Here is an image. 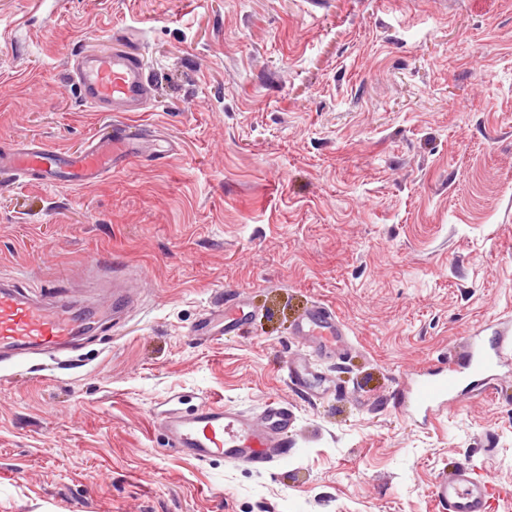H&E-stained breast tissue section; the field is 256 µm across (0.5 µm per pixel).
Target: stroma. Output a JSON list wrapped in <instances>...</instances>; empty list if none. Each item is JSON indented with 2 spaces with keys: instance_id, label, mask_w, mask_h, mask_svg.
Here are the masks:
<instances>
[{
  "instance_id": "35a3bbf8",
  "label": "stroma",
  "mask_w": 512,
  "mask_h": 512,
  "mask_svg": "<svg viewBox=\"0 0 512 512\" xmlns=\"http://www.w3.org/2000/svg\"><path fill=\"white\" fill-rule=\"evenodd\" d=\"M118 44L153 87L126 121L177 150L81 188L0 175V274L81 305L137 283L119 335L0 363V512H435L463 464L512 512V363L429 424L390 408L512 327V0H0V144L108 132L67 66ZM233 295L243 330L195 335ZM317 302L351 336L318 355L295 333ZM207 399L287 404L293 455L166 447L158 415Z\"/></svg>"
}]
</instances>
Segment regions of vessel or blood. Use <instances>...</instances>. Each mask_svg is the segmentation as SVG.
<instances>
[{
	"mask_svg": "<svg viewBox=\"0 0 512 512\" xmlns=\"http://www.w3.org/2000/svg\"><path fill=\"white\" fill-rule=\"evenodd\" d=\"M69 76L84 105L96 112H140L151 100L142 59L120 46L104 53L74 55ZM130 140L124 125L115 124L77 154L38 143L1 144L0 172L32 184L84 186L118 169L130 153ZM81 331L65 289L33 292L14 279L0 277V360L67 352ZM297 333L320 352L343 340L346 328L331 308L316 304L299 320ZM511 357L512 333L508 330H499L491 338L472 336L464 357L429 364L406 379L395 396V406L403 418L426 422L462 386L489 385ZM294 422L292 410L279 401L266 404L257 423L242 410L206 402L160 416L164 436L179 454L200 462L221 459L260 468L288 460L292 450L285 434ZM493 491L490 476L475 477L463 465L452 477L439 478L432 496L442 512H488Z\"/></svg>",
	"mask_w": 512,
	"mask_h": 512,
	"instance_id": "1",
	"label": "vessel or blood"
}]
</instances>
